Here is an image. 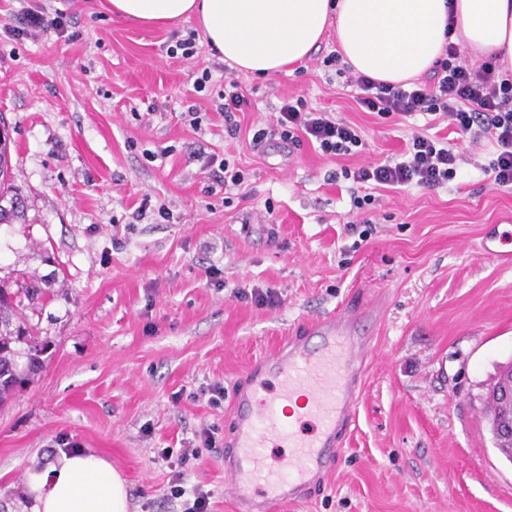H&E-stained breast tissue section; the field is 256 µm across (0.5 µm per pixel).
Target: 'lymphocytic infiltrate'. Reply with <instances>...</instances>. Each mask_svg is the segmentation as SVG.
<instances>
[{"label": "lymphocytic infiltrate", "instance_id": "lymphocytic-infiltrate-1", "mask_svg": "<svg viewBox=\"0 0 512 512\" xmlns=\"http://www.w3.org/2000/svg\"><path fill=\"white\" fill-rule=\"evenodd\" d=\"M347 81L357 92V103L367 111L382 115L424 112L449 119L459 135L475 140L486 138L496 153L489 171L492 185L512 189L511 73L499 74L496 64L490 61L470 66L462 61L458 46L451 43L429 76L412 86L361 74L350 75ZM271 133L293 143L307 137L330 156L352 154L363 144L356 126L310 110L301 98L283 101L271 128L258 129L253 140L262 142ZM457 161L453 144L415 131L399 157L347 169L343 175L358 184L438 189L456 178Z\"/></svg>", "mask_w": 512, "mask_h": 512}]
</instances>
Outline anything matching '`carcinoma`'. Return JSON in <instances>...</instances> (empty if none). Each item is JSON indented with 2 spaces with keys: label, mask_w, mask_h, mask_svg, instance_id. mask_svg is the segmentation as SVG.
I'll list each match as a JSON object with an SVG mask.
<instances>
[{
  "label": "carcinoma",
  "mask_w": 512,
  "mask_h": 512,
  "mask_svg": "<svg viewBox=\"0 0 512 512\" xmlns=\"http://www.w3.org/2000/svg\"><path fill=\"white\" fill-rule=\"evenodd\" d=\"M7 139L0 138V224H10L19 217L16 197H7L10 177ZM8 205H1L2 201ZM42 295L41 289L24 281L16 283V289L0 285V403L7 401L16 389L25 383L26 376L40 365L36 338L28 326L23 310L34 305ZM27 356V368L19 370L18 358ZM512 381V361L498 366L492 381L486 385L484 403L498 402L495 391Z\"/></svg>",
  "instance_id": "obj_1"
}]
</instances>
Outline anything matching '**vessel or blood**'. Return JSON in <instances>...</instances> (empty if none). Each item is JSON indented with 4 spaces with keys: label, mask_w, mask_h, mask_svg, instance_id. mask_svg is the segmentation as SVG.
<instances>
[{
    "label": "vessel or blood",
    "mask_w": 512,
    "mask_h": 512,
    "mask_svg": "<svg viewBox=\"0 0 512 512\" xmlns=\"http://www.w3.org/2000/svg\"><path fill=\"white\" fill-rule=\"evenodd\" d=\"M512 233L483 238L482 256L512 263ZM358 315L347 310L318 317L303 335L282 341L254 360L231 404L225 438L227 493L235 512H274L325 484L343 453V436L354 420L364 388L369 337L357 332ZM304 398L301 412L285 418L286 405ZM288 447L271 463L269 447Z\"/></svg>",
    "instance_id": "obj_1"
}]
</instances>
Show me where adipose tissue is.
Here are the masks:
<instances>
[{"mask_svg": "<svg viewBox=\"0 0 512 512\" xmlns=\"http://www.w3.org/2000/svg\"><path fill=\"white\" fill-rule=\"evenodd\" d=\"M107 9L147 27L197 17L207 43L255 76L306 59L331 21L344 62L379 81L416 79L451 42L512 69V0H108ZM26 477L31 512H129L125 479L96 453L60 452Z\"/></svg>", "mask_w": 512, "mask_h": 512, "instance_id": "ef3b65f1", "label": "adipose tissue"}]
</instances>
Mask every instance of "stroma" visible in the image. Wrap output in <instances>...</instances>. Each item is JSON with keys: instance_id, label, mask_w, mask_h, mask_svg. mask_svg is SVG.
Returning <instances> with one entry per match:
<instances>
[{"instance_id": "obj_1", "label": "stroma", "mask_w": 512, "mask_h": 512, "mask_svg": "<svg viewBox=\"0 0 512 512\" xmlns=\"http://www.w3.org/2000/svg\"><path fill=\"white\" fill-rule=\"evenodd\" d=\"M40 8L68 14L63 34L0 35V117L27 206L25 222L0 227V277L49 294L37 317L42 368L0 406V512H20L27 468L70 443L111 461L132 512H176L158 449L185 448L203 427L224 439L253 360L310 318L369 298L380 307L367 327L375 353L344 457L326 485L278 512H512V462L480 401L512 360V265L477 248L490 227L512 229V191L486 173L493 148L421 113L359 110L322 64L332 34L278 73L237 75L252 107L237 113L232 138L194 82L207 69L220 85L233 68L202 40L191 59L169 53L195 20L148 28L102 0H0V26ZM298 95L356 124L361 150L253 143ZM426 128L457 142L456 178L436 190L377 188L355 210L343 169L399 156ZM213 153L244 174L232 194L209 178ZM353 221L370 222L371 236L360 239ZM240 288L278 301L257 304ZM216 385L224 398L214 405ZM182 476L210 492V512H233L221 444L199 448Z\"/></svg>"}]
</instances>
